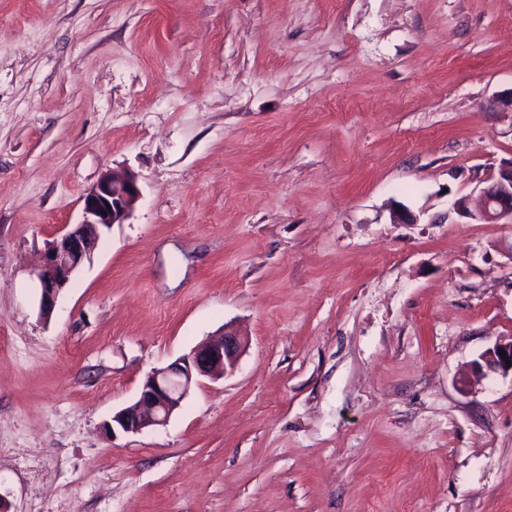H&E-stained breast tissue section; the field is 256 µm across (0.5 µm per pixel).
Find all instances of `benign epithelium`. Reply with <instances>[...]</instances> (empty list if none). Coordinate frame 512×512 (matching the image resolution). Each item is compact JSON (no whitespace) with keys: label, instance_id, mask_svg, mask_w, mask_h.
<instances>
[{"label":"benign epithelium","instance_id":"7a95c632","mask_svg":"<svg viewBox=\"0 0 512 512\" xmlns=\"http://www.w3.org/2000/svg\"><path fill=\"white\" fill-rule=\"evenodd\" d=\"M475 192V197L466 195L454 202L453 212L458 218L468 223L512 224V163L483 179ZM139 197L136 178L121 171L101 176L86 190L82 196V220L65 226L34 273L42 317L47 319L53 313L59 296L90 256L103 229L124 223ZM246 345L244 335L226 327L220 339L202 343L167 367L152 372L135 402L112 414V420L105 423V432L115 437L165 425L200 379H219L234 372ZM472 367L481 374H512V337L496 341L472 362Z\"/></svg>","mask_w":512,"mask_h":512}]
</instances>
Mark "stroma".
Wrapping results in <instances>:
<instances>
[{"mask_svg":"<svg viewBox=\"0 0 512 512\" xmlns=\"http://www.w3.org/2000/svg\"><path fill=\"white\" fill-rule=\"evenodd\" d=\"M510 90L512 0H0V505L512 512V377L466 375L512 336V224L449 215L512 159ZM228 324L232 375L106 438ZM140 197L137 180L121 171L104 174L82 196V220L68 224L53 240L34 276L43 318L53 313L59 296L90 256L104 228L124 223ZM111 207V210L107 209Z\"/></svg>","mask_w":512,"mask_h":512,"instance_id":"1","label":"stroma"}]
</instances>
